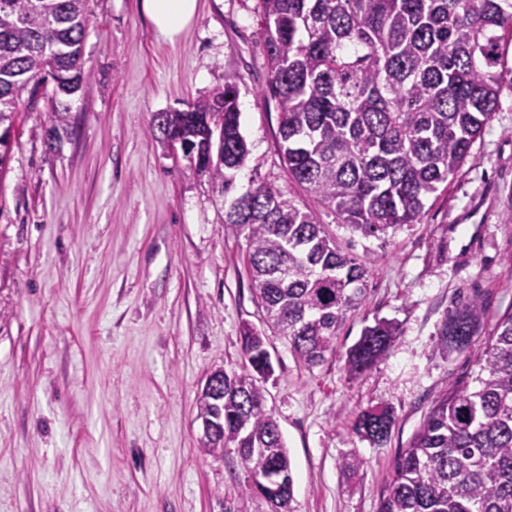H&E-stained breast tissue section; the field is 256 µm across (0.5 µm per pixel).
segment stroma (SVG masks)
Masks as SVG:
<instances>
[{"label": "stroma", "instance_id": "stroma-1", "mask_svg": "<svg viewBox=\"0 0 512 512\" xmlns=\"http://www.w3.org/2000/svg\"><path fill=\"white\" fill-rule=\"evenodd\" d=\"M90 81L71 100L57 148L44 107L19 111L0 178V512H271L246 492L236 448L202 447L198 393L214 371L242 370L241 329L262 333L274 371L260 379L282 431L295 512H377L397 455L438 395L471 385L497 321L512 311V73L499 107L420 223L364 237L296 184L278 149L279 110L260 0H198L177 42L149 27L141 0H88ZM238 90L250 155L228 192L150 132L157 112ZM265 183L314 212L337 246L371 266L368 304L339 354L301 367L257 304L231 202ZM479 295L483 327L440 357L437 331L459 294ZM400 332L365 375L343 351L367 320ZM389 406V440L354 433ZM361 468L346 471L348 457Z\"/></svg>", "mask_w": 512, "mask_h": 512}]
</instances>
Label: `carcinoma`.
Returning <instances> with one entry per match:
<instances>
[{
	"label": "carcinoma",
	"instance_id": "carcinoma-1",
	"mask_svg": "<svg viewBox=\"0 0 512 512\" xmlns=\"http://www.w3.org/2000/svg\"><path fill=\"white\" fill-rule=\"evenodd\" d=\"M260 2L265 94L278 104L288 173L366 237L420 223L427 197L455 174L498 108L512 0ZM96 23L87 0H0V177L23 91L31 107L46 99L49 140L66 128L70 92L91 78L84 39ZM237 100L226 85L189 112L168 113L164 126L153 115L150 130L174 133L197 153L204 119L222 116L224 160L195 168L227 190L249 154ZM224 224L245 236L256 301L297 363L311 369L336 355L348 314L367 305L371 267L272 185L237 198ZM482 319L478 297L460 300L438 330L437 352L465 350ZM398 333L385 318L365 326L345 353L347 377L370 371ZM241 338L251 371L224 374V399L199 403L200 418L224 424L208 451L233 444L251 475L246 492L294 512L291 461L254 378L272 373L270 353L253 327ZM477 365L474 388L443 392L398 454L378 512H512V311ZM393 424L390 409L369 408L353 430L381 445Z\"/></svg>",
	"mask_w": 512,
	"mask_h": 512
}]
</instances>
